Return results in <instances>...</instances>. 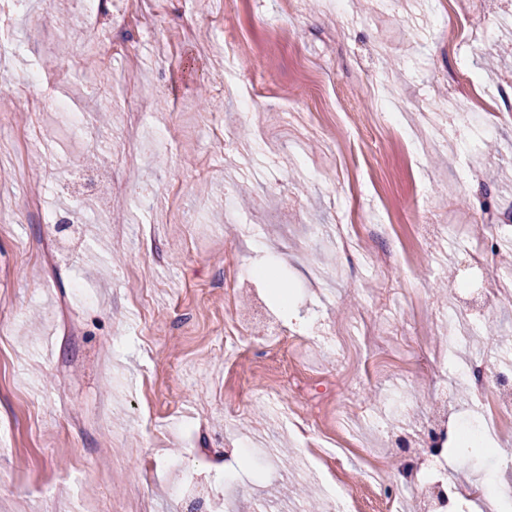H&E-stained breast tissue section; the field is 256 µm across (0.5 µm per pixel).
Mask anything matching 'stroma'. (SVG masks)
<instances>
[{
    "instance_id": "obj_1",
    "label": "stroma",
    "mask_w": 512,
    "mask_h": 512,
    "mask_svg": "<svg viewBox=\"0 0 512 512\" xmlns=\"http://www.w3.org/2000/svg\"><path fill=\"white\" fill-rule=\"evenodd\" d=\"M152 2L151 31L127 33L133 52L108 67L88 41L58 52L69 34L51 0L13 19L18 47L0 93L37 69L35 96L68 109L0 115V139H14L0 151V512H41L44 501L52 512H197L172 493L183 482L212 486L220 512H289L358 490L365 447L412 512L433 467L419 435L435 405L449 399L462 420L493 412L476 408L464 358L448 350L456 313H474L463 348L512 379V330L499 344L487 337L512 321V305L481 302L492 272L470 256L477 216L512 219V116L477 128L442 110L457 86L488 109L512 102V56L491 73L479 60L512 41V0L484 11L479 0H418L409 15L382 0H346L341 13L324 0ZM188 13L199 25L185 38ZM469 35L473 53L461 44ZM390 87L403 113L381 126ZM75 112L85 125L70 127ZM130 112L143 116L135 136ZM154 134L168 151L150 147ZM19 192L44 208L15 210ZM421 211L446 239L421 233ZM365 215L383 224L374 247L391 266L338 268L336 241L310 226ZM63 218L77 238L46 260ZM140 224L154 235L147 254ZM267 253L288 300L249 282ZM76 281L97 305L72 299ZM260 307L277 317L287 354L225 358L226 332ZM296 411L316 414V435L289 426ZM335 436L343 450L316 462L318 480H293L294 463ZM230 438L270 449L271 461L196 457ZM475 443L486 451L478 466L448 439V481H512L497 455L512 428Z\"/></svg>"
}]
</instances>
